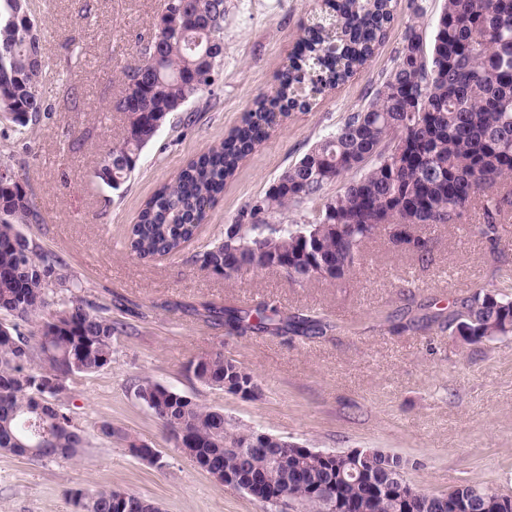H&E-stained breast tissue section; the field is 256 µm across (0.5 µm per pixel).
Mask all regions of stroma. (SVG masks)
<instances>
[{
    "mask_svg": "<svg viewBox=\"0 0 512 512\" xmlns=\"http://www.w3.org/2000/svg\"><path fill=\"white\" fill-rule=\"evenodd\" d=\"M224 57L214 84L188 112L172 113L142 150L118 191L93 176L124 126L112 108L121 70L166 0H29L43 45L41 92L50 108L24 129L0 121V155L22 168L42 221L20 230L57 254L79 287L73 295L108 305L122 326L111 363L72 378L63 403L86 431L81 462L32 460L0 451V512H75L72 491L107 485L142 495L162 512H275L220 483L184 456L135 395L148 377L225 417L319 450L377 448L400 456L418 490L448 491L475 480L512 495V336L470 345L438 325L394 333L401 315L435 311L484 286L512 292V223L497 241L472 224L418 225L428 257L391 244L380 231L345 282L289 283L279 272H244L225 282L188 258L246 204L264 198L280 173L347 113L364 107L390 65L408 20L400 10L367 68L289 113L227 180L197 240L182 255L144 263L125 254L141 204L191 158L273 95L317 0H230ZM71 293H57V300ZM277 307L325 323L319 336L239 334L209 309ZM257 378L258 398L198 381L190 361L215 351ZM115 431L101 433L103 423ZM155 448L158 464L130 443Z\"/></svg>",
    "mask_w": 512,
    "mask_h": 512,
    "instance_id": "35a3bbf8",
    "label": "stroma"
}]
</instances>
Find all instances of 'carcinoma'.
I'll list each match as a JSON object with an SVG mask.
<instances>
[{"label":"carcinoma","instance_id":"1","mask_svg":"<svg viewBox=\"0 0 512 512\" xmlns=\"http://www.w3.org/2000/svg\"><path fill=\"white\" fill-rule=\"evenodd\" d=\"M400 0H322L302 28L288 65L277 76L274 95L262 98L241 126L222 142L190 160L173 182L148 197L129 225L130 257L149 261L179 256L197 234L208 211L224 193L239 163L261 144L268 130L296 108L311 109L328 89L364 69L383 43ZM411 19L389 71L368 104L349 112L336 128L288 166L265 197L246 205L248 224H230L188 261L230 282L246 271L274 269L292 284L328 278L339 281L364 259L368 240L385 224H402L405 246L428 252L419 224H468L479 207L480 233L497 238L512 206V0H442L431 39L418 19L421 0H408ZM227 0H167L150 38L138 41L137 61L124 68L122 91L113 104L128 114L95 178L114 191L130 179L142 149L170 114L207 90L224 53ZM25 19L0 24V113L25 128L48 111L39 84H30L41 42L27 37ZM417 58L406 59L407 45ZM408 154L396 161L393 148ZM342 183L329 196L328 186ZM314 205L307 224H272L291 207ZM39 211L25 188L0 184V313L32 325L29 335L0 322V450L33 459L79 460L88 440L84 430L53 401L72 376L91 374L112 361L118 332L106 308L73 296L59 304L56 291L74 287L63 261L44 251L19 226L37 224ZM224 324L240 333L288 330L301 336L323 333L325 325L282 317L275 307H226ZM467 344L512 335V294L475 286L448 312L425 317ZM203 384L228 391L255 381L250 370L217 351L190 364ZM136 396L172 431L182 425L200 468L232 471L247 479L262 475L290 495L299 512H331L324 491L349 505L364 500L369 486L359 471L341 476L355 458L322 459L301 448L252 446L255 428L224 418V410L192 402L145 377ZM362 466L377 478L405 469L397 455L375 453ZM497 499V490L465 480L435 502H455L477 492ZM76 512H146L147 499L110 486L77 490ZM369 512H403L385 495Z\"/></svg>","mask_w":512,"mask_h":512}]
</instances>
